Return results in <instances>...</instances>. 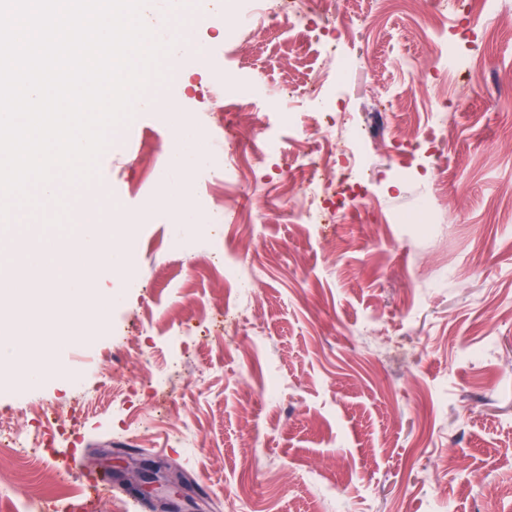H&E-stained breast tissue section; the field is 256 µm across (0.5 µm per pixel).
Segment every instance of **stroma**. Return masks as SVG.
Segmentation results:
<instances>
[{"label":"stroma","instance_id":"obj_1","mask_svg":"<svg viewBox=\"0 0 512 512\" xmlns=\"http://www.w3.org/2000/svg\"><path fill=\"white\" fill-rule=\"evenodd\" d=\"M223 2L229 21L193 26L215 65L186 61L159 93L216 141L226 113L253 112L258 125L233 128L236 147L267 136L305 152L302 127L280 114L285 91L324 67L323 54L283 27L248 25L254 0ZM305 2L354 58L327 93L368 132L370 209L351 200L336 223H296L297 173L276 157L228 172L218 152L194 173L190 195L232 221L204 226L181 248L166 206L142 212L171 145L166 113L136 112L111 129L92 180L62 186L60 202L40 211H12L34 243L59 205L70 224L93 207L103 223L133 225L139 246L138 282L102 281L116 298L101 318L42 310L30 291L50 279H25L14 312L40 319L27 358L48 367L35 386L0 380V419L33 429L55 407L77 421L27 458L0 452L17 495L79 487L74 458L118 484L98 454L126 448L191 476L205 491L200 512H512L503 452L512 446V44L464 31L466 70L437 79L446 139L418 146L410 137L433 112L429 100L408 95L379 109L384 88L411 81L402 56L420 66L437 58L416 0ZM220 73L261 84L263 96L217 107ZM250 210L261 219L246 243L234 218ZM227 256L246 268L245 297L212 266ZM62 335L67 344L53 350L50 337ZM245 471L256 499L235 494ZM488 486L499 493L491 504Z\"/></svg>","mask_w":512,"mask_h":512}]
</instances>
